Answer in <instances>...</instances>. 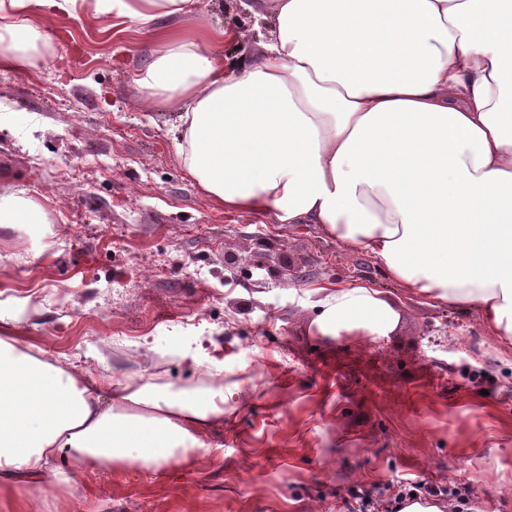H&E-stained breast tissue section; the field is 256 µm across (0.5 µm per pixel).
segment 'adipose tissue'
Instances as JSON below:
<instances>
[{"label":"adipose tissue","mask_w":512,"mask_h":512,"mask_svg":"<svg viewBox=\"0 0 512 512\" xmlns=\"http://www.w3.org/2000/svg\"><path fill=\"white\" fill-rule=\"evenodd\" d=\"M200 0H0V65L39 67L38 18L66 14L147 33L133 78L178 108L187 176L230 212L317 224L408 290L478 313L512 346V0H273L263 57L229 74L223 28L172 18ZM314 329L391 336L399 310L367 283L324 287ZM223 385L188 397L117 372L50 363L0 328V498L60 482L56 460L156 478L194 465L224 420Z\"/></svg>","instance_id":"adipose-tissue-1"}]
</instances>
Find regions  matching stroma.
Masks as SVG:
<instances>
[{"mask_svg": "<svg viewBox=\"0 0 512 512\" xmlns=\"http://www.w3.org/2000/svg\"><path fill=\"white\" fill-rule=\"evenodd\" d=\"M270 14L269 0H213L209 21L237 34L227 72L260 59ZM49 26L39 68L0 67V195L25 190L51 216L0 228V327L21 324L55 365L186 394L205 370L178 349L217 346L229 398L197 464L159 479L86 465L28 512H344L353 490L390 512L389 483L417 477L512 512V347L319 225L225 212L185 174L175 113L140 105L146 33L63 14ZM358 281L401 311L396 332L319 335L315 287Z\"/></svg>", "mask_w": 512, "mask_h": 512, "instance_id": "35a3bbf8", "label": "stroma"}]
</instances>
